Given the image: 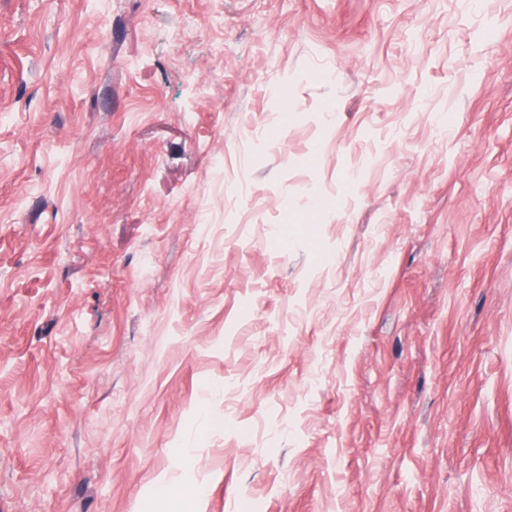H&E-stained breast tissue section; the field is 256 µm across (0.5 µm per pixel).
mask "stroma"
Returning a JSON list of instances; mask_svg holds the SVG:
<instances>
[{"mask_svg": "<svg viewBox=\"0 0 512 512\" xmlns=\"http://www.w3.org/2000/svg\"><path fill=\"white\" fill-rule=\"evenodd\" d=\"M186 476L512 512V0H0V512Z\"/></svg>", "mask_w": 512, "mask_h": 512, "instance_id": "35a3bbf8", "label": "stroma"}]
</instances>
